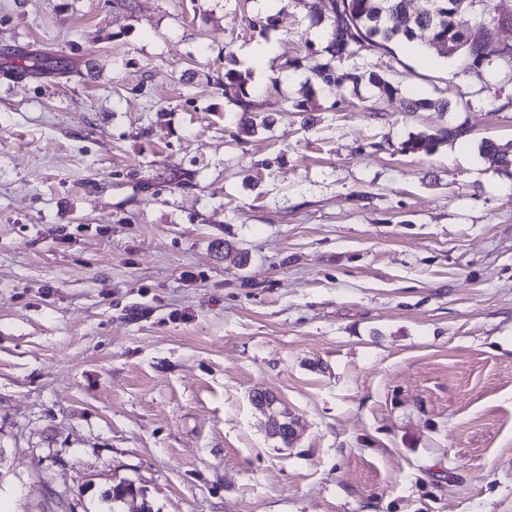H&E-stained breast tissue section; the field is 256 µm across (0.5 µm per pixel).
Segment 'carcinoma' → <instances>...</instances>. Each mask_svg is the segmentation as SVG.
<instances>
[{"instance_id": "carcinoma-1", "label": "carcinoma", "mask_w": 512, "mask_h": 512, "mask_svg": "<svg viewBox=\"0 0 512 512\" xmlns=\"http://www.w3.org/2000/svg\"><path fill=\"white\" fill-rule=\"evenodd\" d=\"M312 18L329 20L331 31L326 45L318 52L307 49V54L321 57L311 69L313 79L326 87H341L346 83L358 86L367 81L374 86L379 98L389 104L400 95V83L391 75L378 71L339 72L337 63L360 53L392 52L394 45L410 46L422 34H428L429 41L449 47L446 57L457 64L463 72L478 70L491 63L512 75V43L504 42L495 49L496 60L489 58L488 47L497 38L498 28L512 23V18L500 17L494 0H428L429 7L414 11L411 0H303ZM462 10H468L480 17L477 29L481 35L462 30L455 21ZM74 73L70 57L53 53L23 51L14 58L8 76L14 79L52 76L57 79L69 78ZM209 83L223 92H234L233 102L241 116V127L253 131L256 118L251 115V86L249 74L236 68V60L229 52L224 55V72L216 73ZM409 112L433 110L446 112L450 106L445 96L404 100ZM469 136V129L463 125H445L411 136L401 144L405 153H430L436 146L448 142L463 141ZM482 152L491 166L512 169V148L487 141ZM144 496L143 489L132 483H118L103 495V500L112 503L110 512H118L125 495Z\"/></svg>"}]
</instances>
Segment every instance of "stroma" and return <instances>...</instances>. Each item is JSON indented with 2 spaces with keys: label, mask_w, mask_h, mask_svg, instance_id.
<instances>
[{
  "label": "stroma",
  "mask_w": 512,
  "mask_h": 512,
  "mask_svg": "<svg viewBox=\"0 0 512 512\" xmlns=\"http://www.w3.org/2000/svg\"><path fill=\"white\" fill-rule=\"evenodd\" d=\"M272 3L259 34L258 0H0V512L124 480L153 512H512V173L481 153L512 82L427 46L344 65L447 113L325 88L287 61L328 23ZM10 45L81 73L9 78ZM236 60L230 52L224 55V73L216 71L209 79V83L216 89L226 94L227 89L234 92L232 101L238 107L241 116V127L247 132H254L256 118L251 115L252 103L250 100L251 86L249 74L236 68ZM251 130V131H250ZM469 129L463 125L441 126L431 130L429 133H420L411 136L401 144V150L405 153L429 154L436 146L448 142L466 140Z\"/></svg>",
  "instance_id": "stroma-1"
}]
</instances>
